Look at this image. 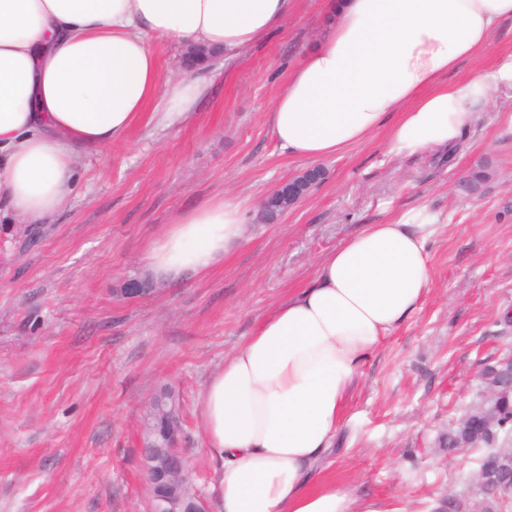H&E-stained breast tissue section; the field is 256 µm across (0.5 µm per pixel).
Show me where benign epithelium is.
<instances>
[{"mask_svg": "<svg viewBox=\"0 0 512 512\" xmlns=\"http://www.w3.org/2000/svg\"><path fill=\"white\" fill-rule=\"evenodd\" d=\"M309 187L302 185L288 189L281 204L292 209L307 196ZM181 424L157 416L156 439L143 441L141 456L147 469V482L155 512H204L201 498L188 495L183 477L188 461L177 446Z\"/></svg>", "mask_w": 512, "mask_h": 512, "instance_id": "obj_1", "label": "benign epithelium"}]
</instances>
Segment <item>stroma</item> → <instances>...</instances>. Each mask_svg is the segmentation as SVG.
I'll return each instance as SVG.
<instances>
[{"label":"stroma","mask_w":512,"mask_h":512,"mask_svg":"<svg viewBox=\"0 0 512 512\" xmlns=\"http://www.w3.org/2000/svg\"><path fill=\"white\" fill-rule=\"evenodd\" d=\"M324 0H297L237 59L216 58L192 116L142 117L125 142L82 152L69 205L0 217V512H153L139 448L162 386L181 405L179 446L213 508L201 391L256 323L303 288L366 224H434L431 282L411 318L362 365L322 470L385 512H437L474 496L481 451L449 456L448 431L484 399L480 370L512 357V88L454 153H390L387 130L322 160L323 180L275 221L261 202L309 161L280 150L266 114L321 34ZM512 54V20L453 80ZM492 172L479 198L460 180ZM247 200L244 237L222 263L175 283L146 271L149 245L185 209ZM144 293L125 295L129 283Z\"/></svg>","instance_id":"obj_1"}]
</instances>
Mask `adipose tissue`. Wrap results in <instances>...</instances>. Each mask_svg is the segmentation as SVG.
I'll return each mask as SVG.
<instances>
[{"instance_id": "1", "label": "adipose tissue", "mask_w": 512, "mask_h": 512, "mask_svg": "<svg viewBox=\"0 0 512 512\" xmlns=\"http://www.w3.org/2000/svg\"><path fill=\"white\" fill-rule=\"evenodd\" d=\"M296 0H0V213L37 220L68 206L82 150L125 141L151 113H191L205 72L163 79L152 38L232 59L281 26ZM323 37L267 114L278 147L312 162L380 129L411 155L463 142L512 54L451 80L512 19V0H328ZM244 200L180 213L149 247L159 279L203 273L243 235ZM429 224L365 225L279 302L202 391L216 512H380L321 478L365 358L422 304Z\"/></svg>"}]
</instances>
